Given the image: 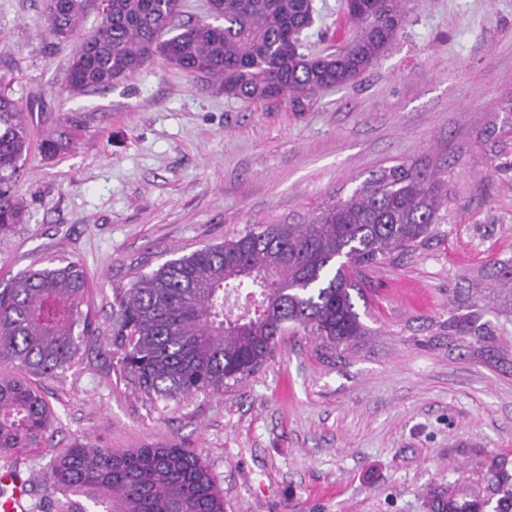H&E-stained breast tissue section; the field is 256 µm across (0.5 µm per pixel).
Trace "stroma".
I'll return each mask as SVG.
<instances>
[{
	"label": "stroma",
	"instance_id": "35a3bbf8",
	"mask_svg": "<svg viewBox=\"0 0 512 512\" xmlns=\"http://www.w3.org/2000/svg\"><path fill=\"white\" fill-rule=\"evenodd\" d=\"M342 0H314L313 52L351 32ZM44 0H0V78L29 127L11 182L24 217L0 235V288L21 269L74 259L100 326L83 361L32 375L57 421L44 448L0 454L31 473V512H55L49 461L77 439L123 450L193 449L224 512H432L429 492H476L512 474V374L448 350L430 318L458 276L512 255V153L484 159L480 134L512 96V0H407L391 47L355 83L300 104H243L160 59L112 87L70 95L80 36H49ZM62 150L45 153L49 138ZM447 167L444 237L370 272L376 335L336 358L309 336L282 337L256 374L224 394L147 400L96 360L115 293L136 273L248 224H299L347 198L380 165Z\"/></svg>",
	"mask_w": 512,
	"mask_h": 512
}]
</instances>
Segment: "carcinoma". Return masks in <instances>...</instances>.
<instances>
[{"instance_id": "carcinoma-1", "label": "carcinoma", "mask_w": 512, "mask_h": 512, "mask_svg": "<svg viewBox=\"0 0 512 512\" xmlns=\"http://www.w3.org/2000/svg\"><path fill=\"white\" fill-rule=\"evenodd\" d=\"M182 0H109L97 29L73 56L75 94L104 90L157 57L193 78L218 83L224 96L251 104L353 83L396 40L403 0H342L353 35L329 53H307L301 35L314 21L313 0H207L206 14L181 19ZM83 0H45L49 34L79 27ZM0 79V234L22 222L8 191L29 151L21 108ZM484 157L506 149L503 131L486 129ZM448 169L419 161L381 166L346 199L301 224H249L219 244L164 262L136 277L116 298L107 370L147 399L222 394L257 373L278 339L303 332L336 358L373 330L355 298L354 279L410 257L448 223ZM98 331L88 281L78 260L20 270L0 289V365L20 374L64 371ZM434 335L488 366L512 370V257L495 258L448 301ZM55 421L39 390L0 373V453L38 448ZM58 512H224L208 466L178 445L115 451L77 441L52 461ZM433 512H480L430 492Z\"/></svg>"}]
</instances>
